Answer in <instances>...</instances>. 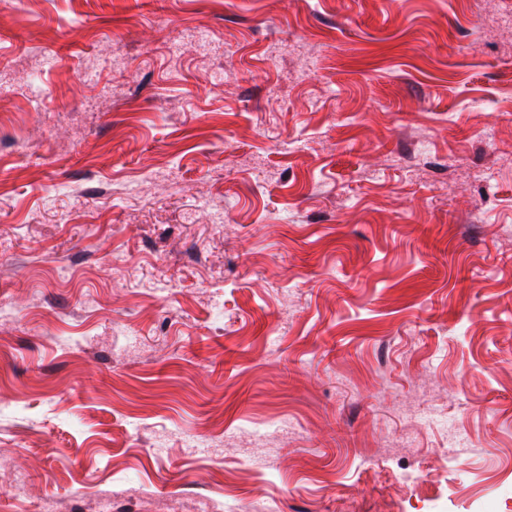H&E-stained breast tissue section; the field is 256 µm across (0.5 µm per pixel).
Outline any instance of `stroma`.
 <instances>
[{
	"label": "stroma",
	"instance_id": "35a3bbf8",
	"mask_svg": "<svg viewBox=\"0 0 512 512\" xmlns=\"http://www.w3.org/2000/svg\"><path fill=\"white\" fill-rule=\"evenodd\" d=\"M0 306V512H512V0H0Z\"/></svg>",
	"mask_w": 512,
	"mask_h": 512
}]
</instances>
